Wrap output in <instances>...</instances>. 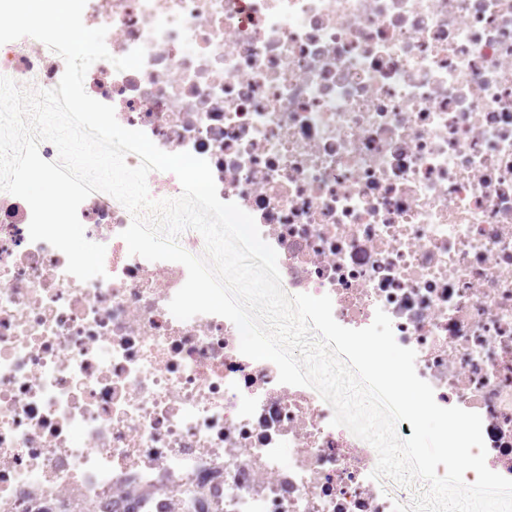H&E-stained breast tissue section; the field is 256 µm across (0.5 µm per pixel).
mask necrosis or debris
I'll return each mask as SVG.
<instances>
[{
	"label": "necrosis or debris",
	"mask_w": 512,
	"mask_h": 512,
	"mask_svg": "<svg viewBox=\"0 0 512 512\" xmlns=\"http://www.w3.org/2000/svg\"><path fill=\"white\" fill-rule=\"evenodd\" d=\"M111 57L84 88L161 150L208 161L289 294L343 327L376 310L439 406L482 418L512 479V0H86ZM45 44L0 75L47 90ZM105 276L80 281L0 191V512H394L376 453L305 386L176 319L184 265L130 254L133 220L87 197Z\"/></svg>",
	"instance_id": "obj_1"
}]
</instances>
